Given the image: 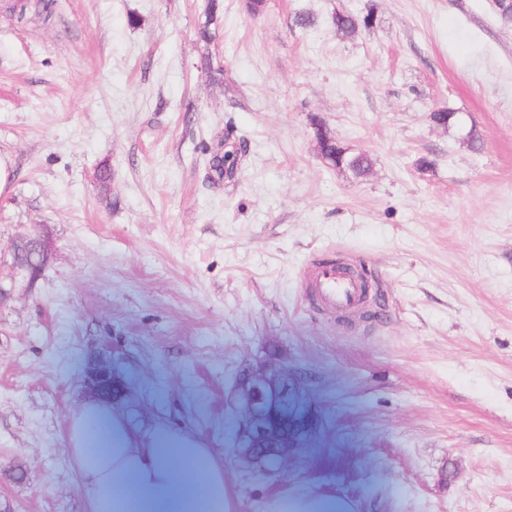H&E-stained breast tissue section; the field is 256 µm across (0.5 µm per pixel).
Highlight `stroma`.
<instances>
[{"label":"stroma","instance_id":"35a3bbf8","mask_svg":"<svg viewBox=\"0 0 512 512\" xmlns=\"http://www.w3.org/2000/svg\"><path fill=\"white\" fill-rule=\"evenodd\" d=\"M13 2L0 245L47 224L57 252L0 310V512H83L66 423L91 363L136 436L211 449L230 512H512V23L492 0H268L257 18L224 0L207 47L204 0L22 18ZM335 12L373 22L346 37ZM443 108L455 126L433 121ZM319 122L373 156L368 177L321 160ZM228 133L246 153L215 181ZM315 257L356 265L380 310L311 305ZM272 346L303 404L286 467L258 476L226 401Z\"/></svg>","mask_w":512,"mask_h":512}]
</instances>
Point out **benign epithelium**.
<instances>
[{
  "label": "benign epithelium",
  "instance_id": "benign-epithelium-1",
  "mask_svg": "<svg viewBox=\"0 0 512 512\" xmlns=\"http://www.w3.org/2000/svg\"><path fill=\"white\" fill-rule=\"evenodd\" d=\"M56 253L53 235L46 224H35L32 230L0 249V309L26 295L43 277ZM277 382L284 383V392L297 391L303 382L297 374L273 354L242 369L237 376L234 408L242 420V430L255 433L254 445L266 440L258 425L264 419L270 394Z\"/></svg>",
  "mask_w": 512,
  "mask_h": 512
}]
</instances>
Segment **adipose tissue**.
Masks as SVG:
<instances>
[{
  "mask_svg": "<svg viewBox=\"0 0 512 512\" xmlns=\"http://www.w3.org/2000/svg\"><path fill=\"white\" fill-rule=\"evenodd\" d=\"M67 432L85 512H229L224 467L194 438L178 436V456L170 458L157 439H136L95 395L72 412ZM178 459L198 463L193 480L176 478Z\"/></svg>",
  "mask_w": 512,
  "mask_h": 512,
  "instance_id": "1",
  "label": "adipose tissue"
}]
</instances>
